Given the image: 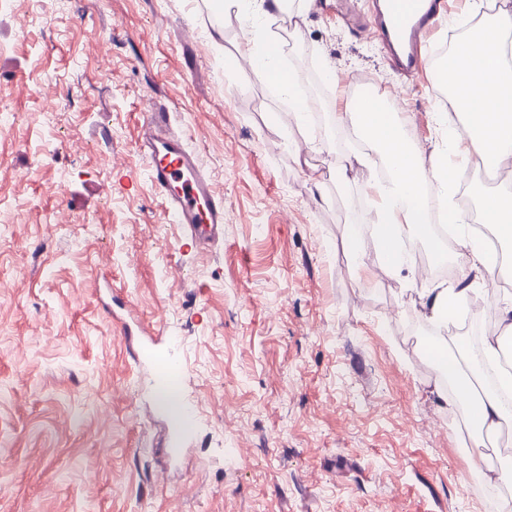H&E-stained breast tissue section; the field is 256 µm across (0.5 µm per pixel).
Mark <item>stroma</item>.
Instances as JSON below:
<instances>
[{"label": "stroma", "mask_w": 512, "mask_h": 512, "mask_svg": "<svg viewBox=\"0 0 512 512\" xmlns=\"http://www.w3.org/2000/svg\"><path fill=\"white\" fill-rule=\"evenodd\" d=\"M335 2L281 64L335 71V112L339 79L369 76L424 156L444 149L439 61L398 73ZM217 8L0 0V512H512V446L436 400L420 275L384 267L370 172L336 187L348 128L299 124L248 59L226 67L278 18L217 41ZM154 97L224 195L209 250L166 221L136 147ZM150 351L181 371L188 427ZM477 468L498 480L470 486Z\"/></svg>", "instance_id": "obj_1"}]
</instances>
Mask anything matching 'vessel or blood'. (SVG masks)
Wrapping results in <instances>:
<instances>
[{"label":"vessel or blood","instance_id":"b4317fda","mask_svg":"<svg viewBox=\"0 0 512 512\" xmlns=\"http://www.w3.org/2000/svg\"><path fill=\"white\" fill-rule=\"evenodd\" d=\"M445 9V0H387L385 12L375 13L374 32L392 46L391 58L401 72L412 75L425 67L436 20ZM171 123L167 108L149 107L137 146L149 162L168 221L182 225L197 244L213 243L223 235L224 196L197 153L171 133Z\"/></svg>","mask_w":512,"mask_h":512}]
</instances>
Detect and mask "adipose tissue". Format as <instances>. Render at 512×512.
I'll return each instance as SVG.
<instances>
[{"label":"adipose tissue","instance_id":"obj_1","mask_svg":"<svg viewBox=\"0 0 512 512\" xmlns=\"http://www.w3.org/2000/svg\"><path fill=\"white\" fill-rule=\"evenodd\" d=\"M237 53L258 62L259 76L293 98L296 116L307 112L305 101L294 97L291 76L277 64L279 45L268 42L258 47L253 38L248 37L240 43ZM440 80L448 89L463 131L449 142L447 150L439 152L430 162L411 144L380 100L372 99L353 107L352 111L334 115L337 125H354L375 150L371 156L355 155L350 165L336 169L337 185L347 184L354 166L370 169L383 163L393 170L389 183L372 180L367 188L377 205L378 247L387 268L394 272L410 260L401 246L406 231L421 227L427 221L425 183L431 179L445 187L456 183L449 155L464 152L466 145L472 144L485 167L503 170L512 166V0H501L489 19L457 41ZM479 208L482 222L493 227L496 237L512 243V190L504 188L484 193ZM496 263L494 251L479 238L468 237L465 251L455 258V283L449 286L441 283L419 291L423 314L440 326H447L454 312L463 306V297L470 290L473 276L491 271ZM499 348L498 341L486 342L481 362L470 363L466 368L447 345H436L429 351L434 368L440 374L455 377L456 389L447 401L448 406L465 405L469 422L489 436L496 434L503 424L512 423V408L499 396L503 390L512 393V373L501 376L499 391L486 390L480 394L475 391L481 381L483 364L496 362Z\"/></svg>","mask_w":512,"mask_h":512}]
</instances>
